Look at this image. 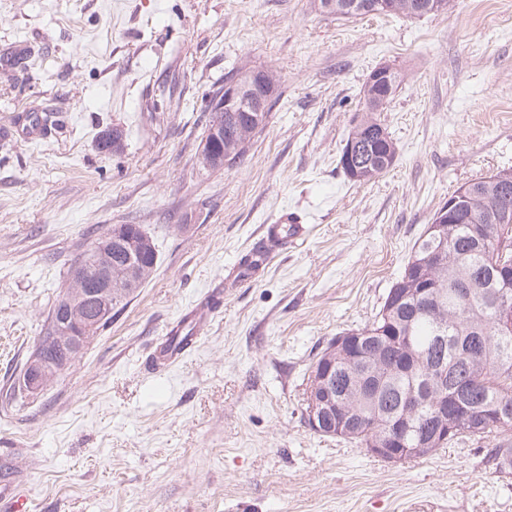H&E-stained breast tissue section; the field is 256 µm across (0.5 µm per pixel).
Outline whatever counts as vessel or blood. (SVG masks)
<instances>
[{
  "label": "vessel or blood",
  "mask_w": 512,
  "mask_h": 512,
  "mask_svg": "<svg viewBox=\"0 0 512 512\" xmlns=\"http://www.w3.org/2000/svg\"><path fill=\"white\" fill-rule=\"evenodd\" d=\"M290 224L288 216H281L279 224H268L263 229L261 243L252 251L257 265L266 264L272 256L270 244L279 234L280 224ZM291 240L304 239L307 233L305 225L290 224ZM222 305V296L213 293L186 311L167 330V338L155 346L152 359L156 364L170 366L178 362L184 353L194 345V331L197 327L210 322L211 318Z\"/></svg>",
  "instance_id": "1"
}]
</instances>
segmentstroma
I'll list each match as a JSON object with an SVG mask.
<instances>
[{
  "label": "stroma",
  "mask_w": 512,
  "mask_h": 512,
  "mask_svg": "<svg viewBox=\"0 0 512 512\" xmlns=\"http://www.w3.org/2000/svg\"><path fill=\"white\" fill-rule=\"evenodd\" d=\"M382 63L402 77L380 114L397 158L359 184L339 158ZM252 68L277 78L266 126L204 170L210 96ZM32 114L52 121L26 142ZM112 126L125 146L101 152ZM504 168L512 0L351 19L316 0H0V454L29 512H512V468L489 457L510 430L392 463L305 419L318 353L375 319L455 189ZM284 213L305 239L233 281ZM116 224L154 239L152 277L74 366L6 402L67 270ZM217 288L194 347L152 368ZM222 305V295L212 293L186 311L167 330L168 338L155 346L152 359L164 367L178 362L184 353L194 346V330L210 322L211 318ZM184 336H186L184 338Z\"/></svg>",
  "instance_id": "obj_1"
}]
</instances>
